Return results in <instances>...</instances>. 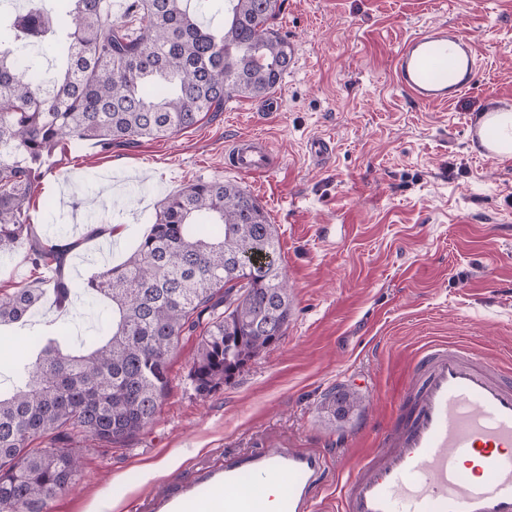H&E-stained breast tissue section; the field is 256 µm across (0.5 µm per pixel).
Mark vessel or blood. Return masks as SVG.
Here are the masks:
<instances>
[{"label": "vessel or blood", "instance_id": "vessel-or-blood-1", "mask_svg": "<svg viewBox=\"0 0 512 512\" xmlns=\"http://www.w3.org/2000/svg\"><path fill=\"white\" fill-rule=\"evenodd\" d=\"M482 67L457 27H424L394 55L393 80L413 102H453ZM274 151L261 137L236 141L226 169L265 176ZM325 478L320 455L270 448L225 455L224 464L171 486L154 512H315ZM339 512H512V373L463 345L425 346L410 392L379 449L338 486Z\"/></svg>", "mask_w": 512, "mask_h": 512}]
</instances>
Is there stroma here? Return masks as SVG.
Segmentation results:
<instances>
[{
  "mask_svg": "<svg viewBox=\"0 0 512 512\" xmlns=\"http://www.w3.org/2000/svg\"><path fill=\"white\" fill-rule=\"evenodd\" d=\"M456 25L485 62L449 106L419 105L391 79L399 45L433 23ZM295 65L271 98H239L196 126L109 151L59 145L30 204L47 235L121 224L106 264L122 263L162 201L198 181H234L275 224L293 313L283 339L208 398L190 379L197 341L181 339L155 422L124 447L81 440L77 484L45 512H85L103 493L116 512H151L169 486L219 467L225 454L294 447L328 460L318 492L378 449L420 349L470 346L512 367V157L490 159L467 126L512 102V0H284L274 22ZM259 136L276 167L255 179L224 167L235 140ZM330 141L322 162L306 152ZM358 410L333 419L327 395ZM175 471L145 478L167 454Z\"/></svg>",
  "mask_w": 512,
  "mask_h": 512,
  "instance_id": "1",
  "label": "stroma"
}]
</instances>
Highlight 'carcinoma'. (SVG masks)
<instances>
[{"label": "carcinoma", "mask_w": 512, "mask_h": 512, "mask_svg": "<svg viewBox=\"0 0 512 512\" xmlns=\"http://www.w3.org/2000/svg\"><path fill=\"white\" fill-rule=\"evenodd\" d=\"M40 0L0 16V256L20 253L52 276L41 288L0 296V326H25L50 292L67 311L101 300L112 309L79 354L63 352L67 325L27 337L34 363L0 391V512H43L84 468L73 444L110 447L152 424L170 390L180 339L198 334L190 371L202 397L224 387L285 336L292 316L278 263V235L259 201L229 181H200L169 195L137 247L83 282L65 272L80 241L47 237L28 210L46 159L63 141L101 150L175 135L233 97L275 92L294 48L273 21L282 0H224V22L207 25L190 0H127L132 29L107 0ZM39 47L60 64L44 78ZM357 398L334 392L327 410L344 418ZM51 446L34 448L39 437Z\"/></svg>", "instance_id": "1"}]
</instances>
